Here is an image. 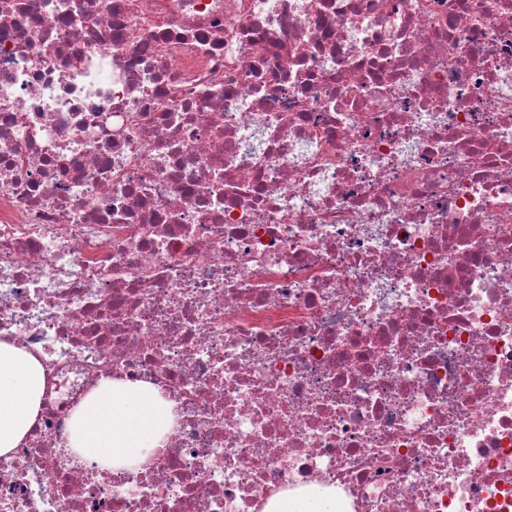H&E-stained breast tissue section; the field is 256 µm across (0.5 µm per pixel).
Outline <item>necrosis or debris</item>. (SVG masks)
Here are the masks:
<instances>
[{
    "label": "necrosis or debris",
    "instance_id": "necrosis-or-debris-1",
    "mask_svg": "<svg viewBox=\"0 0 512 512\" xmlns=\"http://www.w3.org/2000/svg\"><path fill=\"white\" fill-rule=\"evenodd\" d=\"M0 341V512H512V0H0ZM44 395V370L24 348L0 342V455L24 440L37 422ZM173 404L143 383L112 381L77 410L71 448L112 470L128 468L161 448ZM343 500L323 493L317 487L306 492L288 491L272 498L267 510L269 512H344Z\"/></svg>",
    "mask_w": 512,
    "mask_h": 512
}]
</instances>
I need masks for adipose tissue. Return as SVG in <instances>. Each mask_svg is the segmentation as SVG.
I'll return each instance as SVG.
<instances>
[{"label": "adipose tissue", "mask_w": 512, "mask_h": 512, "mask_svg": "<svg viewBox=\"0 0 512 512\" xmlns=\"http://www.w3.org/2000/svg\"><path fill=\"white\" fill-rule=\"evenodd\" d=\"M44 370L24 348L0 342V455L17 448L42 408ZM173 404L143 383L105 384L77 410L70 445L79 456L112 469L135 465L159 448ZM343 500L318 488L282 493L269 512H343Z\"/></svg>", "instance_id": "ef3b65f1"}]
</instances>
